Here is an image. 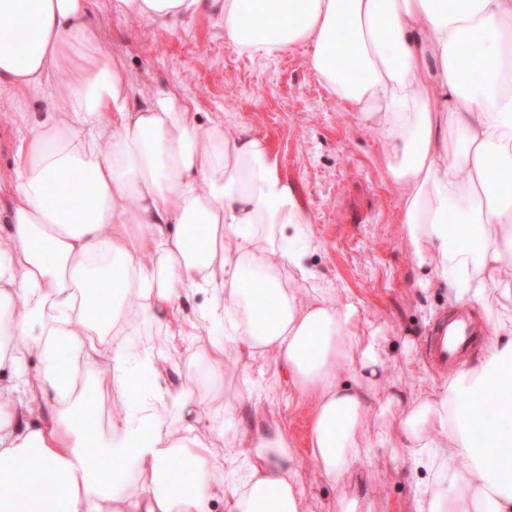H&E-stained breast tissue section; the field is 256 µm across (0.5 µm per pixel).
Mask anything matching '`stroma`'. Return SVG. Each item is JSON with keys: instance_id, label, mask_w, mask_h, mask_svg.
<instances>
[{"instance_id": "stroma-1", "label": "stroma", "mask_w": 512, "mask_h": 512, "mask_svg": "<svg viewBox=\"0 0 512 512\" xmlns=\"http://www.w3.org/2000/svg\"><path fill=\"white\" fill-rule=\"evenodd\" d=\"M104 47L123 64L136 93L174 91L203 123L265 136L283 180L308 212L312 241L304 264L308 287L330 289L337 305H356L363 319L380 327L388 343L377 389L407 396L426 394L427 378L440 375L426 347L430 332L447 315L465 313L475 339L462 363L475 360L494 339L483 311L457 304L454 290L419 268L405 242L401 193L382 155V134L363 126L318 82L305 47L272 58L240 54L224 39V26L209 12L170 29L112 14L109 0H90ZM252 401L224 416L223 455L239 434L244 416L257 413L288 430L303 491L317 512H336L343 489L320 481L309 450L311 412L279 372L274 355L248 361ZM430 478L415 470L409 452L385 447L377 463L354 482L373 494V512H409L418 486Z\"/></svg>"}]
</instances>
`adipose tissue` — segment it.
Instances as JSON below:
<instances>
[{
    "label": "adipose tissue",
    "mask_w": 512,
    "mask_h": 512,
    "mask_svg": "<svg viewBox=\"0 0 512 512\" xmlns=\"http://www.w3.org/2000/svg\"><path fill=\"white\" fill-rule=\"evenodd\" d=\"M244 1L111 9L163 27L210 10L253 57L304 46L327 91L382 131L418 265L507 329L512 196L493 173H512V0H248L251 23ZM341 33L360 80L336 64ZM474 46L479 79L465 64ZM49 85L66 92L31 117L25 95ZM0 89L19 129L14 167L0 177V512H310L284 428L254 419L216 458L224 427L189 393L266 353L311 403L309 446L326 482L392 442L430 475L415 512H512V338L428 394L389 393L395 421L363 441L385 338L355 306L285 279V268L305 267L283 231L310 218L266 137L202 124L163 88L135 101L88 0H0ZM62 176L63 210L50 195ZM146 323L190 343L178 380L165 347L131 343ZM215 327L223 339L199 343ZM93 391L117 395L123 413L87 412ZM487 391L494 411L474 416ZM177 458L190 473L175 483ZM37 478L52 495L32 491Z\"/></svg>",
    "instance_id": "1"
}]
</instances>
